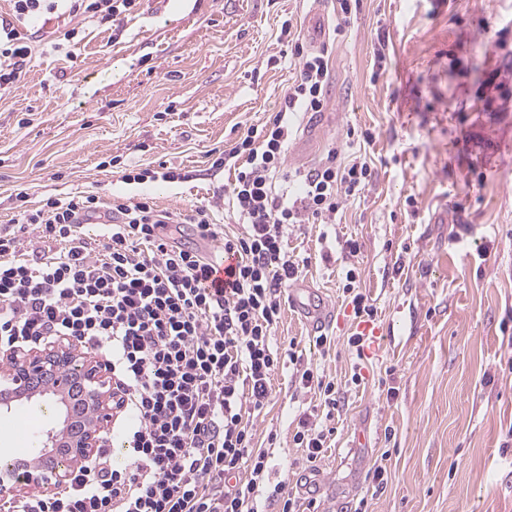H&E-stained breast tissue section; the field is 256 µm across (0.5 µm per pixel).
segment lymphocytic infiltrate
I'll list each match as a JSON object with an SVG mask.
<instances>
[{"label": "lymphocytic infiltrate", "instance_id": "lymphocytic-infiltrate-1", "mask_svg": "<svg viewBox=\"0 0 512 512\" xmlns=\"http://www.w3.org/2000/svg\"><path fill=\"white\" fill-rule=\"evenodd\" d=\"M41 2L13 0L15 22H0V85L26 74L32 33L20 22L40 18ZM280 37L298 66L281 108L213 162L234 172L228 207L241 233L227 234L205 207L174 218L151 198L117 197L111 224L89 238L79 221L95 219L102 200L85 192L20 208L0 228V353L59 338L106 351L117 431L131 451L130 464L117 468L111 448H98L63 490L22 497L12 512H255L268 454L255 447L247 416L270 401L284 364L272 332L306 265L288 237L302 224L335 223L375 177L365 152L345 157L333 148L297 174V190H276L291 116L324 110L331 70L329 50L306 51L291 25ZM185 223L231 259L223 287H208L210 261L178 241ZM295 383L319 393L293 436L312 469L341 400L311 368L297 369Z\"/></svg>", "mask_w": 512, "mask_h": 512}]
</instances>
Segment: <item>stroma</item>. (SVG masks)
<instances>
[{"instance_id": "stroma-1", "label": "stroma", "mask_w": 512, "mask_h": 512, "mask_svg": "<svg viewBox=\"0 0 512 512\" xmlns=\"http://www.w3.org/2000/svg\"><path fill=\"white\" fill-rule=\"evenodd\" d=\"M314 0H137L109 28L46 14L22 83L0 87V225L19 192L28 207L86 191L104 200L150 195L157 210L222 205L234 179L209 150L235 142L281 106L296 73L279 39L284 21L306 32ZM327 0L323 45L332 66L333 123L306 133L295 114L291 146L313 161L367 130L373 183L337 216L305 224L288 247L309 264L301 280L336 307L330 350L283 307L273 341L324 370L340 390L335 431L316 469L292 437L299 406L292 365L272 381L254 421L269 482L287 485L299 512H512V0H360L335 36ZM75 30L76 60L58 43ZM385 38V59L373 45ZM155 171L124 184L127 166ZM358 240L361 291L381 327L403 307L409 328L366 348L363 379L348 338L358 326L342 303L345 264L325 261ZM23 438L0 428V449L33 448L57 424L42 399L25 404ZM364 447H354L360 432ZM385 465L388 483L371 474Z\"/></svg>"}]
</instances>
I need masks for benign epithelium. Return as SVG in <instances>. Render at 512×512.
<instances>
[{
    "instance_id": "1",
    "label": "benign epithelium",
    "mask_w": 512,
    "mask_h": 512,
    "mask_svg": "<svg viewBox=\"0 0 512 512\" xmlns=\"http://www.w3.org/2000/svg\"><path fill=\"white\" fill-rule=\"evenodd\" d=\"M9 372L5 379L30 393L51 399L59 408L62 428L48 434L44 458L56 464L50 483L32 469L15 484L0 483L1 498H16L26 492L50 496L66 486L74 471L93 457L106 441L112 420V387L106 364L88 358L63 340L43 350L14 348L5 352Z\"/></svg>"
}]
</instances>
